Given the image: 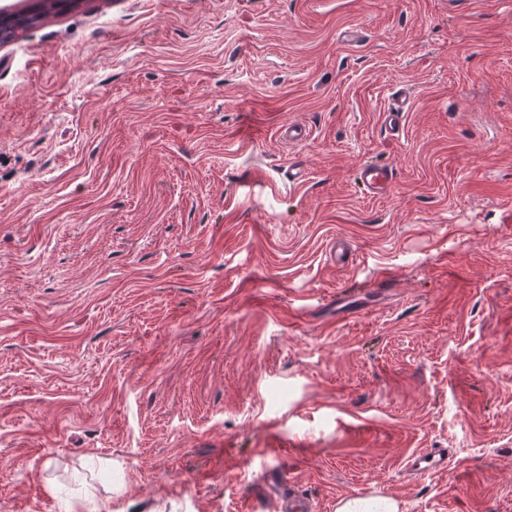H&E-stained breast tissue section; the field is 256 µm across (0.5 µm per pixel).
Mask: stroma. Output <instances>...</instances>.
I'll return each instance as SVG.
<instances>
[{
  "instance_id": "1",
  "label": "stroma",
  "mask_w": 512,
  "mask_h": 512,
  "mask_svg": "<svg viewBox=\"0 0 512 512\" xmlns=\"http://www.w3.org/2000/svg\"><path fill=\"white\" fill-rule=\"evenodd\" d=\"M25 7L0 47V512H60L67 482L249 512L277 466L316 512H512V0ZM430 448L447 468L408 477ZM398 105L382 113V121L385 127L394 135L399 136L404 126L406 112L410 105V95L405 89L398 91ZM357 180L369 194H384L392 187L394 171L391 167L364 163L358 169ZM397 509L396 502L389 496L350 497L343 501L337 512H397Z\"/></svg>"
}]
</instances>
